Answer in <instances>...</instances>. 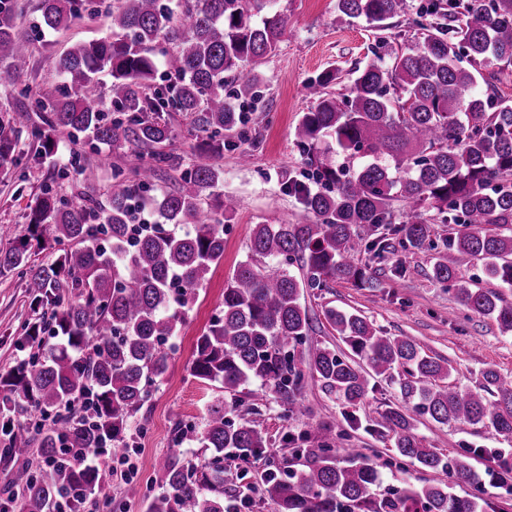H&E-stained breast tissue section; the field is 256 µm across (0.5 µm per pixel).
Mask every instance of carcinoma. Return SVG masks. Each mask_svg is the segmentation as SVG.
<instances>
[{
	"label": "carcinoma",
	"instance_id": "1",
	"mask_svg": "<svg viewBox=\"0 0 512 512\" xmlns=\"http://www.w3.org/2000/svg\"><path fill=\"white\" fill-rule=\"evenodd\" d=\"M273 0H117L109 14L111 35L74 44L53 61L64 84L39 89L33 104L0 103V172L17 165V146L28 113L41 124L31 135L50 155L61 131L86 137L95 153H123L127 168L112 178L120 190L107 203L86 194L64 198L46 183L34 197L19 246L0 254V269L23 268L33 307L40 311L15 342L21 353L0 374V445L8 453L37 446L43 465L17 468L11 495L0 512H85L103 470L82 455L122 457L134 447L130 418L150 400L165 374L167 342L186 322L189 304L224 257V220L237 198L224 197V213L192 223L221 171L214 152L196 149L177 185L148 195L159 172L176 169L167 147L174 138L165 112L192 118L196 132L233 147L246 138L244 112L263 98L260 68L288 35L290 20L265 11ZM83 0H38L43 25L52 30L81 19ZM428 0L413 19L409 43L386 35L390 20L413 8L410 0H336L349 19L375 32L373 58L356 67L348 93L331 85L335 71L306 81L312 106L294 131L311 176H288L284 190L301 204L307 224H258L249 255L224 287V298L198 337L192 375L217 383L231 396L210 407L199 428L178 420L175 442H196L210 452L197 465L175 450L157 470L159 491L147 512H241L247 502L224 489V450L246 462L259 458L268 440L261 411L240 415L241 395L264 388L291 416L305 377L356 408L368 394L365 361L378 375L397 378L413 412L437 424L481 425L512 440V383L493 368L471 390L448 385V368L409 336H382L364 316L327 307L328 325L353 352L308 340L311 317L301 302L306 290L331 283L360 288L374 283L362 255L403 258L433 249L425 212L463 229L450 236L433 264L437 284L460 304L512 333V98L498 93L477 65L512 64V0ZM30 45L16 32L13 0H0V63L25 58ZM469 67H464L463 62ZM107 73L112 111L98 93ZM360 156L354 171L337 162ZM89 186L97 169L81 153L57 170ZM162 218L135 223L142 210ZM386 225L389 236L369 238ZM55 250L49 265L30 263L31 248ZM484 261L497 282L482 288L465 277L458 256ZM272 259L270 270L261 266ZM301 354H295L297 347ZM381 425L398 454L437 474L401 492L381 490L376 465L358 448L337 456L342 435L320 426L289 439L305 445L301 468L266 473L262 494L279 512H477L475 499L450 485H480L482 474L466 456L449 457L424 447L413 417L390 408Z\"/></svg>",
	"mask_w": 512,
	"mask_h": 512
}]
</instances>
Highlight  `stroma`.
Instances as JSON below:
<instances>
[{"label": "stroma", "mask_w": 512, "mask_h": 512, "mask_svg": "<svg viewBox=\"0 0 512 512\" xmlns=\"http://www.w3.org/2000/svg\"><path fill=\"white\" fill-rule=\"evenodd\" d=\"M84 3V19L67 31L55 32L40 26L37 0H14L15 26L30 41L31 51L16 65L19 83L0 87L1 99L17 96L22 87L33 88L55 80L51 66L54 57L75 43L110 35L108 11L112 0ZM272 8L290 15L293 24L277 53L262 68L269 106L251 113L246 126L258 143L251 148L242 140L237 149L217 152L223 180L217 195L205 199L202 205L203 213L210 214L218 211L222 195H233L240 201L236 214L224 224V258L210 272L185 324L169 342L167 373L157 383L150 402L131 420L138 441L132 459L138 466L137 477L145 496L157 490V463L173 446L174 418L202 425L210 406L223 396L217 385L193 377L190 365L197 338L208 327L226 282L247 258L253 226L304 221L301 205L283 189L282 176L303 169L293 130L311 105L304 88L306 78L333 69L339 74L335 91L348 92L354 68L364 65L375 44L374 34L364 21L338 16L336 0H274ZM246 147L251 148L253 159L244 167L237 160V151ZM76 148V142L61 134L55 153L41 157L30 131H23L18 166L12 176L0 175V251L12 246V233L26 222L31 201L45 182L53 181L54 168L66 163ZM432 257L429 250L411 255L400 272L395 269L394 259H387L376 271L372 288L339 282L322 291L305 293L303 302L315 319L311 342L338 344V336L322 316L324 308L334 306L367 317L384 335L414 337L427 354L446 361L450 384L476 388L487 368L497 370L502 377H512V335L502 333L492 319L468 312L454 292L440 288L430 276ZM30 301L24 276L15 270L0 273V373L14 364L18 356L14 342L23 324L35 317ZM401 403L396 385L380 376L371 377L368 395L355 411V422L350 423L343 418L345 407L341 401L323 392L319 384L308 383L303 392L306 417L286 416L279 404L268 402L263 409V426L269 442L263 456L247 464L225 459V485L248 497L249 506L244 512H277L276 504L255 490V483L267 467L291 456L288 437L322 425L343 430L346 447L362 449L374 461L383 488L400 489L433 480L432 472L399 456L392 442L376 431L381 414ZM415 425L424 446L452 456L470 453V463L479 471L495 468L490 455L494 449L504 451L512 461V443L481 426L441 425L422 416L416 417ZM144 498L127 500L124 483L113 476L106 477L98 495L100 502L111 504L112 512H145Z\"/></svg>", "instance_id": "obj_1"}]
</instances>
